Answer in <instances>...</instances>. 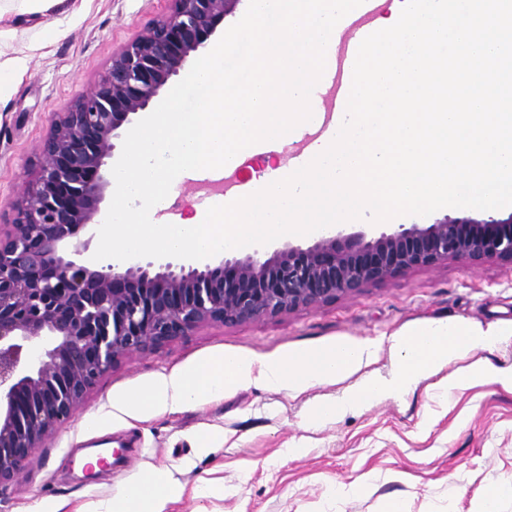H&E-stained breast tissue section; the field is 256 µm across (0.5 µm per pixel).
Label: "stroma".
Wrapping results in <instances>:
<instances>
[{
  "instance_id": "1",
  "label": "stroma",
  "mask_w": 512,
  "mask_h": 512,
  "mask_svg": "<svg viewBox=\"0 0 512 512\" xmlns=\"http://www.w3.org/2000/svg\"><path fill=\"white\" fill-rule=\"evenodd\" d=\"M169 0H0V212L21 199L30 164L55 113L88 93L112 54L167 13ZM61 35L49 40L46 24ZM209 197L176 185L157 217L205 214ZM455 317L512 329V264L451 261L419 268L355 296L234 327L205 324L157 350L121 360L82 407L34 450L16 480L0 485V512H94L123 485L168 470L181 494L165 512H478L484 492L512 485V390L497 384L433 397L429 381L307 427L317 403L352 393L364 379L391 378L393 334ZM367 343L374 355L348 377L304 392L232 386L200 406L137 418L116 401L159 378L224 354L286 357ZM98 413L99 429L84 427ZM217 435L210 452L197 438ZM119 448L103 470L80 456ZM298 456H290V449Z\"/></svg>"
}]
</instances>
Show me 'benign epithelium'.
I'll list each match as a JSON object with an SVG mask.
<instances>
[{"label": "benign epithelium", "instance_id": "7a95c632", "mask_svg": "<svg viewBox=\"0 0 512 512\" xmlns=\"http://www.w3.org/2000/svg\"><path fill=\"white\" fill-rule=\"evenodd\" d=\"M169 11L112 54L91 92L54 122L11 219L0 226V484L83 404L113 366L207 323L236 326L362 293L450 260L512 264V212L446 216L389 233L323 236L264 260L202 268L135 261L104 270L72 238L100 212L114 139L207 49L240 0H169ZM47 342L32 369L27 345Z\"/></svg>", "mask_w": 512, "mask_h": 512}]
</instances>
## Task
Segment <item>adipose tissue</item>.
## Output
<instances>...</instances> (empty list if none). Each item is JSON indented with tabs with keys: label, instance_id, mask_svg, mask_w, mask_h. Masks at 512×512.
Wrapping results in <instances>:
<instances>
[{
	"label": "adipose tissue",
	"instance_id": "obj_1",
	"mask_svg": "<svg viewBox=\"0 0 512 512\" xmlns=\"http://www.w3.org/2000/svg\"><path fill=\"white\" fill-rule=\"evenodd\" d=\"M504 334V329L497 326L476 327L448 317L397 333L393 346L399 357L398 369L391 378L365 379L344 399L315 405L306 422L315 426L357 405L402 394L419 381L437 374L442 367L475 351L496 346ZM371 354L369 345L359 343L302 352L286 359L227 355L203 362L186 373L161 378L149 388L128 393L121 406L132 413L156 415L213 399L231 385L259 384L273 391L302 392L317 384L344 378ZM485 382L512 389V369L475 364L466 372L442 379L438 387L448 396L456 389ZM177 495L166 472L160 470L127 483L122 494L113 498L107 512H165L168 502Z\"/></svg>",
	"mask_w": 512,
	"mask_h": 512
}]
</instances>
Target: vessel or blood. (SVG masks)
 <instances>
[{
    "instance_id": "vessel-or-blood-1",
    "label": "vessel or blood",
    "mask_w": 512,
    "mask_h": 512,
    "mask_svg": "<svg viewBox=\"0 0 512 512\" xmlns=\"http://www.w3.org/2000/svg\"><path fill=\"white\" fill-rule=\"evenodd\" d=\"M385 8L386 0H364L334 27L329 38L325 70L314 88V96L321 105L324 130L336 129L339 116L345 114L358 47L364 38L378 30L377 20ZM195 186L206 196L221 201L235 200L251 193L250 187L241 184L236 171L230 169L221 174L201 172Z\"/></svg>"
}]
</instances>
